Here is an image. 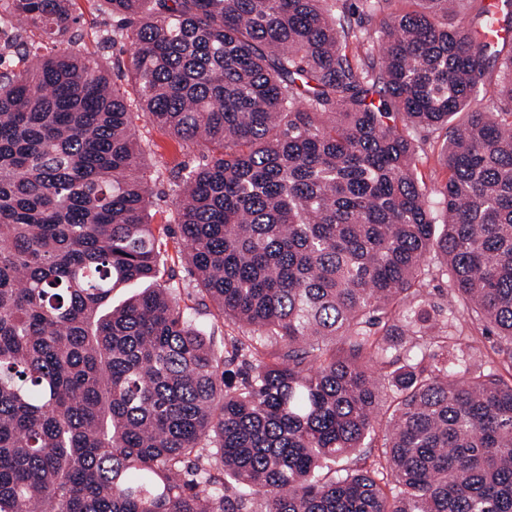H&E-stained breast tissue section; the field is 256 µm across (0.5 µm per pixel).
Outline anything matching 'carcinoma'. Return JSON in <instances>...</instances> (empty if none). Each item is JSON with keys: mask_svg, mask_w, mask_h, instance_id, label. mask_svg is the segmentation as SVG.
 I'll use <instances>...</instances> for the list:
<instances>
[{"mask_svg": "<svg viewBox=\"0 0 512 512\" xmlns=\"http://www.w3.org/2000/svg\"><path fill=\"white\" fill-rule=\"evenodd\" d=\"M360 5L375 39L347 0H97L140 115L211 152L163 168L217 349L72 0H0L52 44L0 45L38 58L0 73V512H512V0ZM443 133L441 137H432L424 146L417 162V176L420 182L426 187V195L429 201H435L440 198V191L443 190L448 180V170L440 161L441 145L443 142ZM174 245L175 244L169 240L168 253L170 258L168 259L164 279L167 280L172 287L177 288L176 293L178 297L181 298V306L187 305L195 307L197 291L195 289L192 272L190 271L191 269L183 259L177 257Z\"/></svg>", "mask_w": 512, "mask_h": 512, "instance_id": "cac0c4a2", "label": "carcinoma"}]
</instances>
